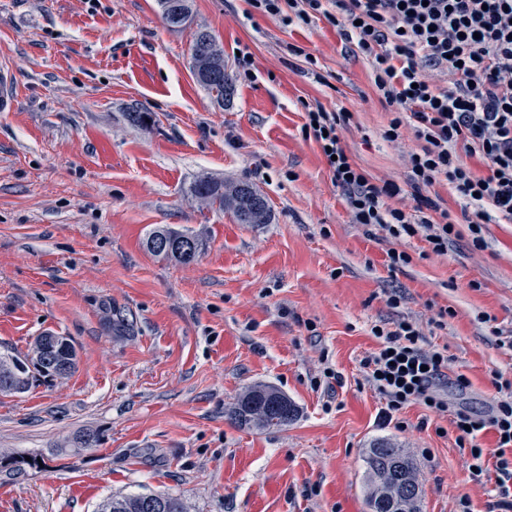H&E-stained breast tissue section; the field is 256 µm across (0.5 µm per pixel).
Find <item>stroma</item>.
I'll list each match as a JSON object with an SVG mask.
<instances>
[{
  "label": "stroma",
  "instance_id": "obj_1",
  "mask_svg": "<svg viewBox=\"0 0 512 512\" xmlns=\"http://www.w3.org/2000/svg\"><path fill=\"white\" fill-rule=\"evenodd\" d=\"M192 8L176 31L157 0H0V65L17 94L0 112V352L30 353L50 330L78 359L64 382L0 394V449L49 460L23 481L0 476V512H95L113 494L157 493L191 512H366L363 455L377 438L416 460L422 512H456L464 495L487 512L493 485L470 478L450 416L412 404L404 428L382 424L360 361L376 321H419L450 376L469 381L449 384V406L489 410L493 373L512 380V348L491 334L512 327V223L487 225L485 249L461 240L441 257L402 241L412 261L388 271L389 242L351 223L301 131L308 106L351 113L347 152L407 185L403 150L419 143L382 139L391 114L366 60L323 19L287 26L246 0ZM200 26L236 75L230 101L192 73ZM136 110L145 124L130 121ZM203 174L253 184L271 223L201 205L189 188ZM160 226L202 237L199 258L151 253ZM392 285L406 291L396 309ZM105 302L133 315L132 335L108 331ZM258 383L296 404L287 427L227 418ZM88 431L96 447L50 459Z\"/></svg>",
  "mask_w": 512,
  "mask_h": 512
}]
</instances>
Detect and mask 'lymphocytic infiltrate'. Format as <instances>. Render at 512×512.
I'll use <instances>...</instances> for the list:
<instances>
[{
	"instance_id": "f902f5d3",
	"label": "lymphocytic infiltrate",
	"mask_w": 512,
	"mask_h": 512,
	"mask_svg": "<svg viewBox=\"0 0 512 512\" xmlns=\"http://www.w3.org/2000/svg\"><path fill=\"white\" fill-rule=\"evenodd\" d=\"M284 23L327 20L346 53L368 60L373 84L392 117L383 140L413 135L421 146L406 151L408 188L379 181L341 144L347 112L308 108L301 131L317 143L333 185L353 223L379 227L391 239L419 237L433 254L446 255L464 221L473 248L485 246L484 225L512 222V0H248ZM447 184L461 206L453 219L442 198L427 189ZM410 198L413 208L394 205ZM375 351L361 359L367 381L385 402L388 424L404 407L420 403L452 412L459 447L468 448L474 480L493 479L490 512H512V382L493 377L498 399L488 412L449 409L440 392L448 381L444 351L423 345L418 322L401 320L370 329ZM494 432V449L481 447Z\"/></svg>"
}]
</instances>
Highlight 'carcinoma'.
Listing matches in <instances>:
<instances>
[{
  "label": "carcinoma",
  "mask_w": 512,
  "mask_h": 512,
  "mask_svg": "<svg viewBox=\"0 0 512 512\" xmlns=\"http://www.w3.org/2000/svg\"><path fill=\"white\" fill-rule=\"evenodd\" d=\"M162 18L168 27L182 29L191 19V0H158ZM212 34L204 27H198L192 37L191 68L193 75L202 74L200 65L204 56L199 54L200 45L211 38ZM208 91L218 88L217 99L224 100V90L234 89L231 73L223 71L218 79L210 84L201 83ZM235 189L241 199L240 213L235 215L240 224H268L271 219V209L264 196L257 198L248 193L252 185L242 183H227L210 177L197 178L190 187V194L201 199L205 196L224 200L229 189ZM175 236L191 239L198 250H203L204 244L199 236L193 233L175 231L169 227L157 228L150 233L146 245H151L153 238L158 235ZM104 323L116 337H124L133 332L134 320L130 319L123 309L110 303L102 305ZM29 355L14 352L0 353V375L11 372L19 364L25 365L23 371L24 386L31 388L37 381L48 380L47 373L35 361H28ZM297 406L287 395L269 385H253L244 390L228 408L226 415L240 427L269 431L288 426L297 416ZM98 443L94 433L79 438L76 447L61 446L54 449L52 456L77 455L85 448H91ZM44 457L5 454L0 452V470L11 479L17 480L30 475V472L47 470L43 466ZM367 506L369 512H421L420 486L417 476V465L404 449L389 440L375 441L365 456ZM138 495L112 496L100 504L98 512H142L139 508Z\"/></svg>",
  "instance_id": "1"
}]
</instances>
